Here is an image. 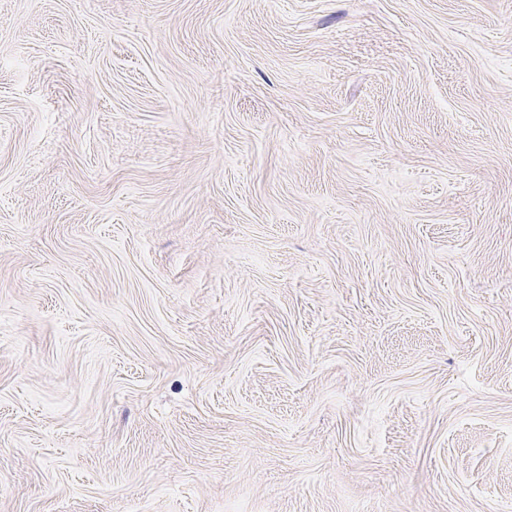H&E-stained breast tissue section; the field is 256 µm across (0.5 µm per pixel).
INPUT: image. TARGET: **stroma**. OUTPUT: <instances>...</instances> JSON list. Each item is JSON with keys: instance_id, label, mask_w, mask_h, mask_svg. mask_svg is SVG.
<instances>
[{"instance_id": "stroma-1", "label": "stroma", "mask_w": 512, "mask_h": 512, "mask_svg": "<svg viewBox=\"0 0 512 512\" xmlns=\"http://www.w3.org/2000/svg\"><path fill=\"white\" fill-rule=\"evenodd\" d=\"M0 512H512V0H0Z\"/></svg>"}]
</instances>
